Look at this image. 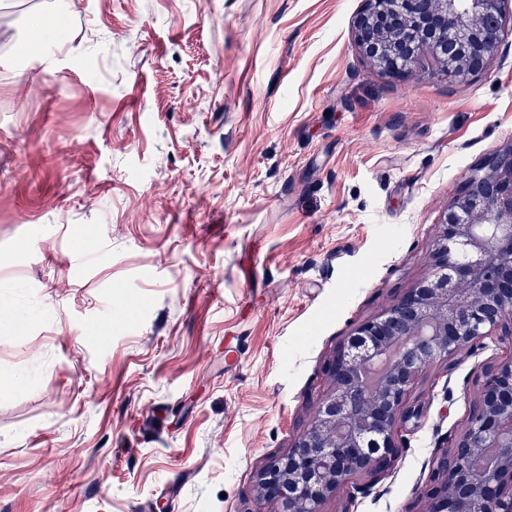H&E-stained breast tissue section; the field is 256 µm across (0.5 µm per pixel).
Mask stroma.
Instances as JSON below:
<instances>
[{
  "mask_svg": "<svg viewBox=\"0 0 512 512\" xmlns=\"http://www.w3.org/2000/svg\"><path fill=\"white\" fill-rule=\"evenodd\" d=\"M362 0H0V512H278L257 474L354 328L430 271L512 147L484 69L359 52ZM493 345L437 364L393 468L322 512H407Z\"/></svg>",
  "mask_w": 512,
  "mask_h": 512,
  "instance_id": "stroma-1",
  "label": "stroma"
}]
</instances>
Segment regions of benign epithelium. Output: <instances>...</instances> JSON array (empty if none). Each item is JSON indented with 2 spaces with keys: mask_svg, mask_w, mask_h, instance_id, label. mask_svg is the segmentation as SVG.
<instances>
[{
  "mask_svg": "<svg viewBox=\"0 0 512 512\" xmlns=\"http://www.w3.org/2000/svg\"><path fill=\"white\" fill-rule=\"evenodd\" d=\"M508 0H364L359 51L399 78L425 53L447 74L483 70L500 47ZM490 340L512 346V147L485 158L441 221L429 275L379 317L358 325L325 366L332 381L288 452L259 473L256 492L279 512H321L358 474L397 460L400 431L422 408L409 395L423 373ZM464 433L433 462L422 512H512V353L487 366ZM490 463L458 465L465 454Z\"/></svg>",
  "mask_w": 512,
  "mask_h": 512,
  "instance_id": "7a95c632",
  "label": "benign epithelium"
}]
</instances>
